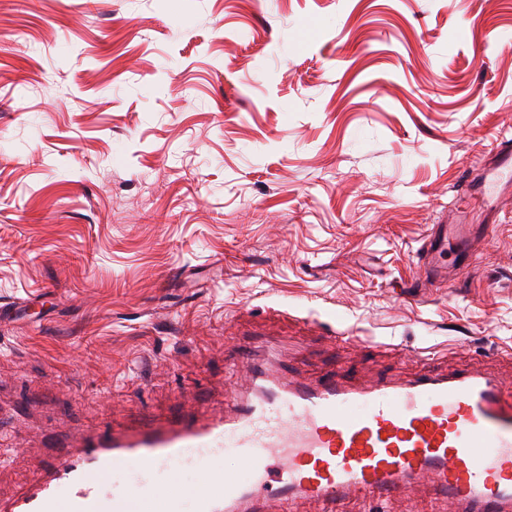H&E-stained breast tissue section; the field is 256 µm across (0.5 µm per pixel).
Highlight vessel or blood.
<instances>
[{"label": "vessel or blood", "mask_w": 512, "mask_h": 512, "mask_svg": "<svg viewBox=\"0 0 512 512\" xmlns=\"http://www.w3.org/2000/svg\"><path fill=\"white\" fill-rule=\"evenodd\" d=\"M486 188L512 180V138L496 146ZM491 225L443 226L427 252L466 247ZM257 397L239 396L223 416L192 412L108 425L42 462L44 476L0 512H132L155 501L164 512H290L299 499L336 512L354 495L382 505L429 484L448 512H512V384L475 369H425L404 383L362 384L331 370L308 383L289 372L269 382L246 357ZM234 456L245 474L212 475L213 459ZM123 461L137 465L129 485L104 478ZM201 481L187 493L163 482L179 466Z\"/></svg>", "instance_id": "vessel-or-blood-1"}]
</instances>
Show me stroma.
Segmentation results:
<instances>
[{
    "label": "stroma",
    "mask_w": 512,
    "mask_h": 512,
    "mask_svg": "<svg viewBox=\"0 0 512 512\" xmlns=\"http://www.w3.org/2000/svg\"><path fill=\"white\" fill-rule=\"evenodd\" d=\"M509 130L512 0H0V498L111 420L220 412L247 345L512 380V187L470 186ZM464 207L492 233L427 280Z\"/></svg>",
    "instance_id": "stroma-1"
}]
</instances>
